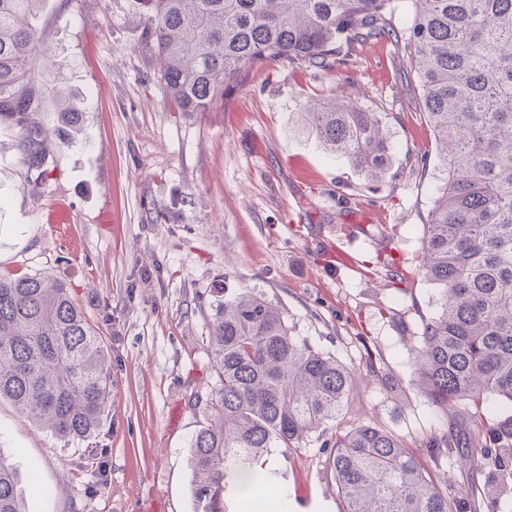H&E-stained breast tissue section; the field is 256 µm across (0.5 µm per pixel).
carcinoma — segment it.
Segmentation results:
<instances>
[{"instance_id":"cac0c4a2","label":"carcinoma","mask_w":512,"mask_h":512,"mask_svg":"<svg viewBox=\"0 0 512 512\" xmlns=\"http://www.w3.org/2000/svg\"><path fill=\"white\" fill-rule=\"evenodd\" d=\"M40 2L0 0V122L22 129L18 150L31 170L46 161L44 132L25 128L35 81L58 97L53 135L60 143L83 119L56 73L35 69L44 55ZM407 2L410 20L400 30L395 0H147V38L182 112L213 110L243 73L274 62L331 71L371 41L402 45L439 157L421 265L439 294L418 332L416 385L445 413L473 405L482 436L466 459L506 468L512 414L486 425L482 410L493 395L512 411V0ZM300 127L374 182L393 167L382 117L356 101L309 103ZM210 311L216 384L209 418L190 445L194 512H225L247 484L278 483L267 458L313 437L330 449L344 512H468V499L448 497V483L395 433L336 426L353 372L296 335L262 290L219 296ZM110 385L99 336L67 285L41 273L0 275V400L65 441H80L98 430ZM424 447L450 456L459 440L445 430ZM0 512H23L17 472L2 457Z\"/></svg>"}]
</instances>
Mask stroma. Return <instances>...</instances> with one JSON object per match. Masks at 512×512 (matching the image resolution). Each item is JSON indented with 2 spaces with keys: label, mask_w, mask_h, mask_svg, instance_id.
I'll list each match as a JSON object with an SVG mask.
<instances>
[{
  "label": "stroma",
  "mask_w": 512,
  "mask_h": 512,
  "mask_svg": "<svg viewBox=\"0 0 512 512\" xmlns=\"http://www.w3.org/2000/svg\"><path fill=\"white\" fill-rule=\"evenodd\" d=\"M145 0H44L48 66L84 113L33 186L0 124V273H53L101 338L112 386L101 426L64 442L0 401V457L25 512H192L191 438L215 384L207 356L216 292L258 288L298 335L348 366L344 425L392 430L447 473L470 512H512V487L481 462L435 459L423 442L476 427L413 384L414 333L437 290L419 272L438 159L402 49L371 42L346 70L276 63L249 72L211 112L178 111L145 36ZM350 95L380 113L395 163L365 179L298 130L312 100ZM403 283L390 284L387 262ZM287 512H342L317 443L275 452Z\"/></svg>",
  "instance_id": "obj_1"
}]
</instances>
